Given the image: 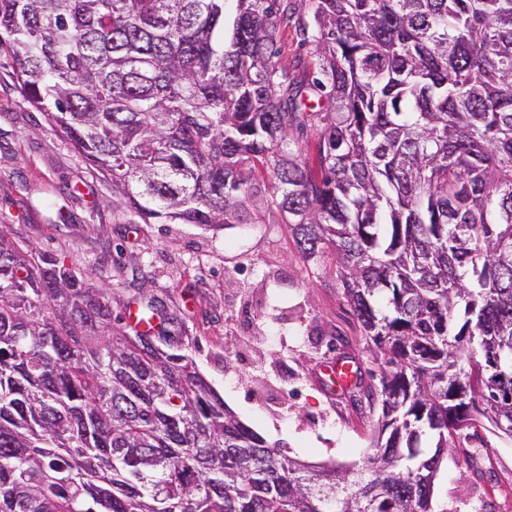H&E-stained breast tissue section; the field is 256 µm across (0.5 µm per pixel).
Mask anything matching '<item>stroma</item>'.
Here are the masks:
<instances>
[{
	"instance_id": "stroma-1",
	"label": "stroma",
	"mask_w": 512,
	"mask_h": 512,
	"mask_svg": "<svg viewBox=\"0 0 512 512\" xmlns=\"http://www.w3.org/2000/svg\"><path fill=\"white\" fill-rule=\"evenodd\" d=\"M1 224L106 288L114 316L158 302L165 329L270 445L356 469L373 454L377 410L328 393L321 370L340 350L363 372L377 365L332 259L307 261L279 211L251 207L220 230L143 223L0 69ZM486 501L512 512V439L487 423L456 441L434 489L437 512Z\"/></svg>"
}]
</instances>
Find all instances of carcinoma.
I'll return each mask as SVG.
<instances>
[{"instance_id": "1", "label": "carcinoma", "mask_w": 512, "mask_h": 512, "mask_svg": "<svg viewBox=\"0 0 512 512\" xmlns=\"http://www.w3.org/2000/svg\"><path fill=\"white\" fill-rule=\"evenodd\" d=\"M225 2L0 0V68L143 223L261 201L333 256L379 362L376 453L287 456L153 334L157 305L130 335L0 229V512H435L451 442L512 425V0H235L227 45ZM276 48L278 50V59L281 63L288 65L293 71L294 66L308 60V56L313 51V45L301 46L294 28L288 27L282 29L277 37Z\"/></svg>"}]
</instances>
